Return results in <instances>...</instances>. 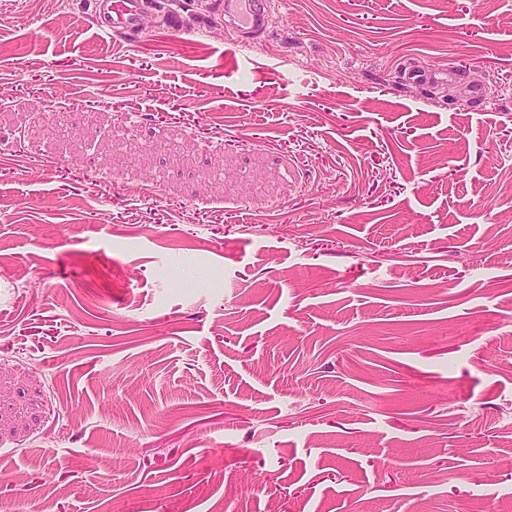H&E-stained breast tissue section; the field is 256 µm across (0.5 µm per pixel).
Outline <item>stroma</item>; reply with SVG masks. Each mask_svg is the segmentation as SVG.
<instances>
[{"instance_id": "stroma-1", "label": "stroma", "mask_w": 512, "mask_h": 512, "mask_svg": "<svg viewBox=\"0 0 512 512\" xmlns=\"http://www.w3.org/2000/svg\"><path fill=\"white\" fill-rule=\"evenodd\" d=\"M270 2L0 0V512H512V0ZM93 20L104 33H119L129 40L141 32L142 0H94ZM268 0H217L214 15L218 16L225 31H232L234 44L243 47V38L249 34L267 32L275 23ZM245 34H247L245 36Z\"/></svg>"}]
</instances>
